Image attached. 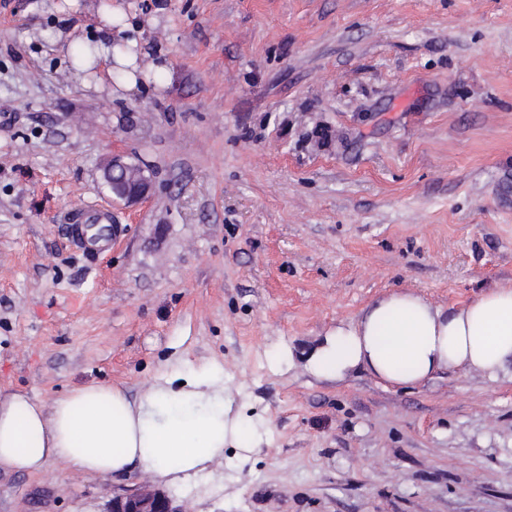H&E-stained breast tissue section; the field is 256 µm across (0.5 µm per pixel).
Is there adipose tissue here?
Wrapping results in <instances>:
<instances>
[{
    "instance_id": "adipose-tissue-1",
    "label": "adipose tissue",
    "mask_w": 512,
    "mask_h": 512,
    "mask_svg": "<svg viewBox=\"0 0 512 512\" xmlns=\"http://www.w3.org/2000/svg\"><path fill=\"white\" fill-rule=\"evenodd\" d=\"M105 36L99 57L113 60L132 90L138 43L114 51L113 13L99 14ZM512 366V284L483 291L468 304L442 307L411 291L370 303L352 321L338 322L306 356L312 376L342 381L365 370L384 386L408 387L439 372L463 368L496 379ZM262 419L237 406L218 362L176 360L136 398L122 388L91 384L67 390L51 405L23 392H0V471L41 474L59 462L72 473L106 477L132 466L172 485L203 474L237 448L235 468L264 441Z\"/></svg>"
}]
</instances>
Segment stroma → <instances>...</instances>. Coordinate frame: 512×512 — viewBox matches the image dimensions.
Instances as JSON below:
<instances>
[{"mask_svg": "<svg viewBox=\"0 0 512 512\" xmlns=\"http://www.w3.org/2000/svg\"><path fill=\"white\" fill-rule=\"evenodd\" d=\"M146 75L119 89L96 11ZM153 189L125 206L112 156ZM112 209L87 255L64 213ZM512 283V0H0V389L129 396L217 361L267 440L170 486L192 512H512V378L275 374L406 289ZM140 469L0 473V512H103Z\"/></svg>", "mask_w": 512, "mask_h": 512, "instance_id": "1", "label": "stroma"}]
</instances>
